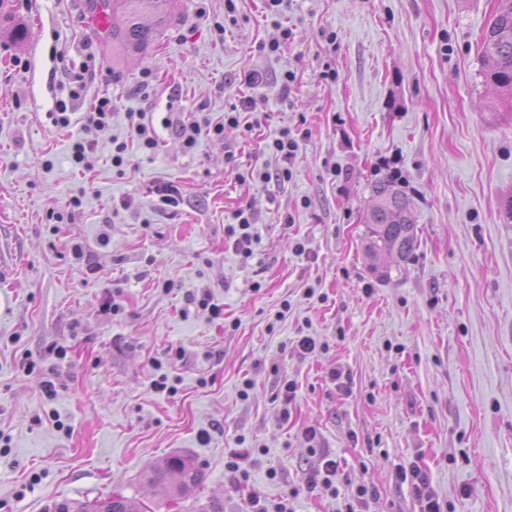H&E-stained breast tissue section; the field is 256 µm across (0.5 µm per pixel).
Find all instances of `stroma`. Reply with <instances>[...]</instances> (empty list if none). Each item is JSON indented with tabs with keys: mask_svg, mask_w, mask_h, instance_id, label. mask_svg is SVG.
Instances as JSON below:
<instances>
[{
	"mask_svg": "<svg viewBox=\"0 0 512 512\" xmlns=\"http://www.w3.org/2000/svg\"><path fill=\"white\" fill-rule=\"evenodd\" d=\"M496 3L291 0L277 18L265 0H173L155 44L127 57L74 0H14L29 36L0 38V512L157 500L142 475L169 455L205 480L158 512H251L254 496L348 512L362 484L377 491L363 512H418L396 478L413 463L446 512H512V222L500 215L512 112L487 110L480 52ZM283 25L290 44L263 52ZM254 69L267 80L250 90ZM247 93L257 109L240 127L183 148L179 122L219 121ZM103 95L111 126L83 170L70 156L80 124L48 114ZM138 112L160 149L132 153L120 174L112 141ZM285 127L309 132L292 178L253 177L275 170L264 147ZM385 169L413 201L418 243L378 272L362 216ZM159 182L179 189L178 206L149 193ZM248 204L246 258L225 229ZM204 289L223 317L189 302ZM110 301L118 314L104 312ZM301 336L318 342L314 356L295 352ZM155 361L176 394L151 390ZM241 452L238 486L224 465ZM324 454L338 464L333 488L309 490Z\"/></svg>",
	"mask_w": 512,
	"mask_h": 512,
	"instance_id": "obj_1",
	"label": "stroma"
}]
</instances>
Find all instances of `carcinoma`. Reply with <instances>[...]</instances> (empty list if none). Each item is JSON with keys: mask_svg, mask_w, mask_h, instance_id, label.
I'll return each mask as SVG.
<instances>
[{"mask_svg": "<svg viewBox=\"0 0 512 512\" xmlns=\"http://www.w3.org/2000/svg\"><path fill=\"white\" fill-rule=\"evenodd\" d=\"M170 0H112L108 15H119L122 22L106 29L112 44L129 52L145 50L169 18ZM12 0H0V21L7 24V37L20 43L27 37L22 24L11 20ZM482 57L488 61L484 81L498 91L490 109L512 112V0H499L481 40ZM371 205L363 216L366 224L367 252L372 267L379 268L384 256L402 261L413 254L417 242L416 217L411 201L392 174L371 181ZM144 481L159 489L170 500L188 499L204 482V475L189 458L167 456L150 466ZM52 512H152V508L135 497L115 493L94 500L64 499L53 505Z\"/></svg>", "mask_w": 512, "mask_h": 512, "instance_id": "carcinoma-1", "label": "carcinoma"}]
</instances>
